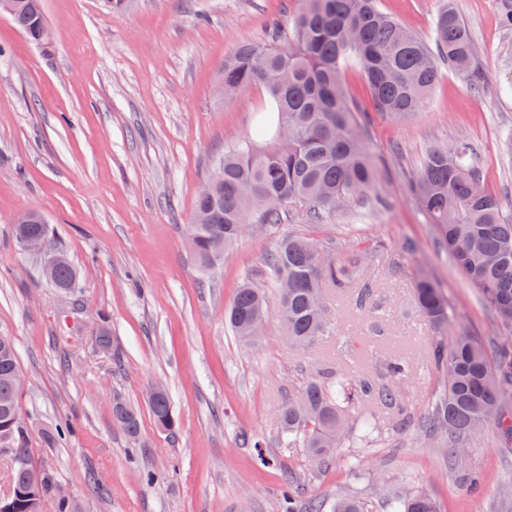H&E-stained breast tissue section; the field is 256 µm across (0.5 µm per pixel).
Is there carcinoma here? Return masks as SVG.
<instances>
[{"label": "carcinoma", "mask_w": 512, "mask_h": 512, "mask_svg": "<svg viewBox=\"0 0 512 512\" xmlns=\"http://www.w3.org/2000/svg\"><path fill=\"white\" fill-rule=\"evenodd\" d=\"M15 25L34 41L46 34L42 0H16ZM279 46L243 45L224 62V88L231 95L262 84L270 97L274 120H261L252 140L224 151L211 189L199 195L190 247L197 265L209 270L244 235L254 217L261 224L280 222L281 208L300 200L313 214L330 212L370 195L379 186V164L365 144L357 109L342 84V70L362 65L375 109L394 118L417 111L433 89L438 66L446 63L473 77L479 85L478 62L468 27L453 0L437 17L433 42L427 44L396 19L381 12L377 0H302L290 32ZM433 228L438 243L464 277L479 290L500 323V337L488 350L462 330L452 343L439 338L432 362L442 382L427 435L450 442L453 458L464 451L460 438L496 425L506 443L512 441V221L504 218L498 196L484 183L469 144L431 148L407 182ZM39 234L50 240V227L37 221L14 225V234ZM271 288L245 281L226 311L233 335L252 345L263 335L270 303H275L288 342L300 349L329 334L325 291L343 288L354 275L350 262L340 263L311 238L283 236L267 259ZM50 283L78 287L70 261L57 266ZM423 315L436 327L451 322L447 299L428 277L415 285ZM18 366L11 340L0 336V449L32 460L20 441L12 414L20 411L19 391L10 372ZM409 374L406 360H388L381 373L306 376L302 390L277 410L283 441L301 448L312 461L328 466L343 448L376 429L374 416L350 421L362 404L399 417L410 415L396 389ZM155 425L175 429L167 392L149 402ZM113 420L132 440L140 433L138 412L115 400ZM390 512H439L424 492L388 499ZM334 512H371L366 499L344 498Z\"/></svg>", "instance_id": "cac0c4a2"}]
</instances>
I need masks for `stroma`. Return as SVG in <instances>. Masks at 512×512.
<instances>
[{
	"label": "stroma",
	"mask_w": 512,
	"mask_h": 512,
	"mask_svg": "<svg viewBox=\"0 0 512 512\" xmlns=\"http://www.w3.org/2000/svg\"><path fill=\"white\" fill-rule=\"evenodd\" d=\"M502 0H454L483 68L480 87L442 67L417 112L394 119L374 106L362 68L343 71L381 170L379 205L354 204L310 218L286 204L280 223H250L219 266L200 270L188 245L195 201L225 149L251 137L268 106L261 85L225 96L224 61L245 44H275L300 0H43L44 40L0 14V336L17 350L19 407L37 466L51 472L71 512H279L285 471L300 500L333 512L338 497L367 498L385 512L394 490L424 492L441 512H512L503 491L512 452L494 426L465 438L460 460L432 444L425 424L439 393L430 350L465 330L493 346L494 312L441 252L406 183L435 146L466 140L486 184L512 218V31ZM445 0H378L424 40ZM44 216L79 286L59 294L40 255L14 239L19 216ZM314 239L356 259V283L328 289L337 335L307 350L289 345L277 315L254 348L232 335L224 311L244 280L263 283L283 235ZM385 253L354 258L372 242ZM429 275L452 322L437 330L419 312L415 282ZM108 343H100V334ZM410 363L399 389L409 425L378 415L381 432L343 449L329 467L280 443L276 410L306 373H375L385 353ZM164 388L177 420L160 431L147 394ZM122 398L137 408L138 440L112 419ZM71 423L63 440L53 434Z\"/></svg>",
	"instance_id": "stroma-1"
}]
</instances>
